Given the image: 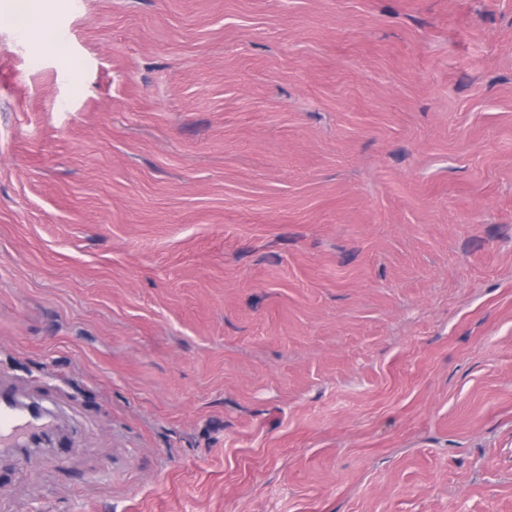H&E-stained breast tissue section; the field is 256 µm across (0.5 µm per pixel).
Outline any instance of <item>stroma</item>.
<instances>
[{"label": "stroma", "mask_w": 512, "mask_h": 512, "mask_svg": "<svg viewBox=\"0 0 512 512\" xmlns=\"http://www.w3.org/2000/svg\"><path fill=\"white\" fill-rule=\"evenodd\" d=\"M0 0V512H512V0ZM5 397L0 398V446L20 448L33 434V422L22 415Z\"/></svg>", "instance_id": "stroma-1"}]
</instances>
